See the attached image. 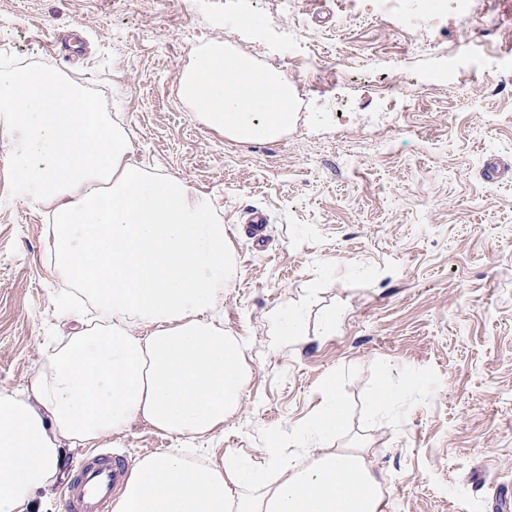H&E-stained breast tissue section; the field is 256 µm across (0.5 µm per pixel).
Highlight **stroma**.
I'll return each instance as SVG.
<instances>
[{
  "mask_svg": "<svg viewBox=\"0 0 512 512\" xmlns=\"http://www.w3.org/2000/svg\"><path fill=\"white\" fill-rule=\"evenodd\" d=\"M498 22L493 38L464 13ZM296 32L284 49L282 29ZM221 39L294 94L281 138L238 142L178 94L195 48ZM499 58L449 76L459 48ZM46 66L124 125L133 159L186 180L224 226L239 277L225 332L247 346L240 412L207 446L284 453L325 385L349 406L332 445H365L388 512H502L512 490V0H0V65ZM401 90L382 113L381 90ZM0 130V393L23 388L51 299L44 218L11 195ZM504 168L484 181L486 163ZM266 216L256 247L244 219ZM295 307L297 333L274 321ZM399 400L371 419L381 383ZM135 464L175 447L144 422L115 438Z\"/></svg>",
  "mask_w": 512,
  "mask_h": 512,
  "instance_id": "1",
  "label": "stroma"
}]
</instances>
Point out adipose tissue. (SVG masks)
Returning a JSON list of instances; mask_svg holds the SVG:
<instances>
[{
    "label": "adipose tissue",
    "instance_id": "adipose-tissue-1",
    "mask_svg": "<svg viewBox=\"0 0 512 512\" xmlns=\"http://www.w3.org/2000/svg\"><path fill=\"white\" fill-rule=\"evenodd\" d=\"M179 96L214 131L272 141L293 121L288 82L224 41L197 47ZM0 128L15 196L46 215L55 305L67 335L40 345L28 386L0 393V512H31L64 449L90 448L136 421L174 439L211 436L240 410L243 344L225 334L224 292L239 277L209 200L132 158L127 130L78 83L40 66L0 68ZM347 406L333 388L307 427L336 435ZM364 448L277 446L254 460L226 449L200 462L179 447L138 459L112 512H386Z\"/></svg>",
    "mask_w": 512,
    "mask_h": 512
}]
</instances>
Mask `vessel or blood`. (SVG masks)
I'll list each match as a JSON object with an SVG mask.
<instances>
[{
    "instance_id": "obj_1",
    "label": "vessel or blood",
    "mask_w": 512,
    "mask_h": 512,
    "mask_svg": "<svg viewBox=\"0 0 512 512\" xmlns=\"http://www.w3.org/2000/svg\"><path fill=\"white\" fill-rule=\"evenodd\" d=\"M126 477L127 467L121 457L108 450L88 454L64 487V512H112L113 493Z\"/></svg>"
}]
</instances>
